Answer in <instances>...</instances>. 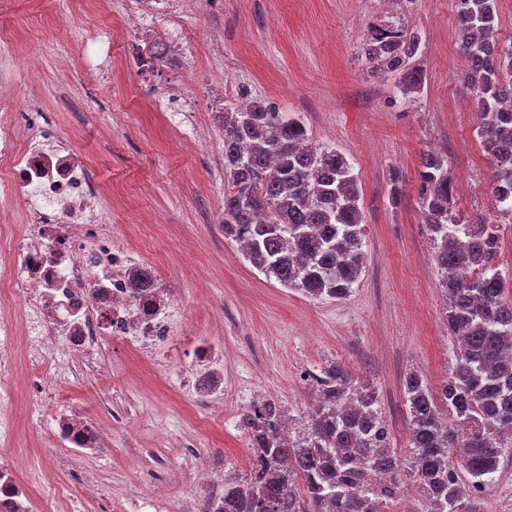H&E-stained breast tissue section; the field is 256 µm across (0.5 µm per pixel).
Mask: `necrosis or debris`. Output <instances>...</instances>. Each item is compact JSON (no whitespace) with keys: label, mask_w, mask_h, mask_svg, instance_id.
Here are the masks:
<instances>
[{"label":"necrosis or debris","mask_w":512,"mask_h":512,"mask_svg":"<svg viewBox=\"0 0 512 512\" xmlns=\"http://www.w3.org/2000/svg\"><path fill=\"white\" fill-rule=\"evenodd\" d=\"M185 0H124L122 38L139 70L151 69L160 49L191 57L196 41L181 36ZM158 27L143 26L146 17ZM43 81L41 61L10 54L0 65V90L19 96ZM107 184L89 157L57 133L0 114V196L25 203L22 233L0 221V283L25 313L23 328L0 324V393L10 394L9 367L25 353L32 369L49 373L61 361L93 363L101 345L122 342L135 356L168 348L182 320L160 268L140 249L112 239L101 208ZM222 343L197 338L189 389L211 401L224 389ZM49 437L59 447L98 455L100 422L80 406L57 409ZM35 499L16 465L0 462V512H33Z\"/></svg>","instance_id":"4bbe7bcc"}]
</instances>
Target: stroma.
Here are the masks:
<instances>
[{
    "instance_id": "obj_1",
    "label": "stroma",
    "mask_w": 512,
    "mask_h": 512,
    "mask_svg": "<svg viewBox=\"0 0 512 512\" xmlns=\"http://www.w3.org/2000/svg\"><path fill=\"white\" fill-rule=\"evenodd\" d=\"M122 0L95 16L83 0H53L67 26L19 7L6 29L18 49L38 56L57 95L30 89V102L53 113L60 128L112 190L113 237L130 239L160 263L172 294L187 309L169 351L157 359L133 357L118 341L105 344L101 370L70 368L51 390L84 406L88 418L113 412L110 440L93 458L42 439L55 400H33L25 362L14 369V430L0 439V457L13 461L33 487L38 512H100L80 488L93 482L112 512H186L208 494L196 482L201 464L247 476L250 450L238 414L263 397L293 423L317 407L310 374L335 361L353 380L369 383L390 433L407 448L404 383L415 372L439 386L456 363L448 334L447 300L433 244L420 208V162L427 152L448 161L455 213L497 219L494 161L479 136L478 108L459 76L455 0H188L186 29L224 41L221 57L199 45L180 64L157 63L141 82L122 67L118 32ZM388 22L420 35L413 62L422 92L403 97L393 75L369 71L358 54L370 29ZM96 42V76L61 74L58 60ZM113 76L111 94L99 77ZM261 99L295 113L313 147H332L352 165L360 191L364 269L345 299L315 300L258 271L218 222L224 210V154L208 130L222 106ZM142 190L138 206L124 204ZM222 342L233 357L224 365V394L214 406L194 401L185 373L195 339ZM181 474L158 502L129 508L133 487L162 482L158 464ZM470 512H512V460L496 482L469 501Z\"/></svg>"
}]
</instances>
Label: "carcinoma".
Listing matches in <instances>:
<instances>
[{
  "mask_svg": "<svg viewBox=\"0 0 512 512\" xmlns=\"http://www.w3.org/2000/svg\"><path fill=\"white\" fill-rule=\"evenodd\" d=\"M458 44L468 59L460 75L476 99L495 185L512 186V44L498 37L497 0H463ZM418 34L378 27L360 47L373 70L419 91L405 69L420 50ZM224 236L243 245L261 273L315 299H344L364 264L358 183L345 155L306 145L301 118L258 99L224 107ZM421 208L447 298L458 355L433 388L419 374L405 381L410 475L426 512H468L467 491L495 481L512 457V289L499 265V225L465 222L451 204L446 160H421ZM482 267L477 276L458 274ZM318 408L298 438L278 430L284 412L264 404L239 426L255 458L250 477L224 480L222 512H379L397 497L403 462L390 443L374 392L333 363L316 375Z\"/></svg>",
  "mask_w": 512,
  "mask_h": 512,
  "instance_id": "obj_1",
  "label": "carcinoma"
}]
</instances>
